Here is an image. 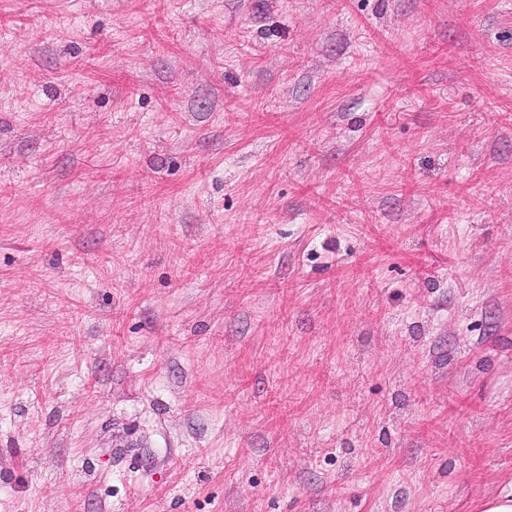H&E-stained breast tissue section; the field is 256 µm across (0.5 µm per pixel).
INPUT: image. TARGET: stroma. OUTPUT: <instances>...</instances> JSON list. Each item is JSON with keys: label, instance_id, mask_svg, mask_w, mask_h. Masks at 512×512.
Returning a JSON list of instances; mask_svg holds the SVG:
<instances>
[{"label": "stroma", "instance_id": "stroma-1", "mask_svg": "<svg viewBox=\"0 0 512 512\" xmlns=\"http://www.w3.org/2000/svg\"><path fill=\"white\" fill-rule=\"evenodd\" d=\"M510 484L512 0H0V512Z\"/></svg>", "mask_w": 512, "mask_h": 512}]
</instances>
